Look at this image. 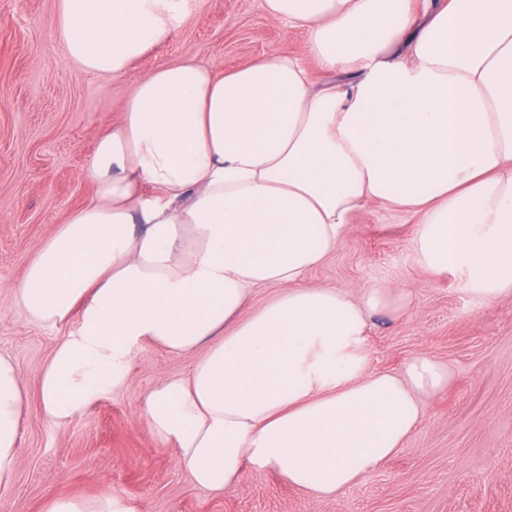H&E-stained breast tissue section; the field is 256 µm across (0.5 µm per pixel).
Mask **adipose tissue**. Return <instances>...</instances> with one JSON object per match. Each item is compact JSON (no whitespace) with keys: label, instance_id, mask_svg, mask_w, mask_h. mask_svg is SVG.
Wrapping results in <instances>:
<instances>
[{"label":"adipose tissue","instance_id":"1","mask_svg":"<svg viewBox=\"0 0 512 512\" xmlns=\"http://www.w3.org/2000/svg\"><path fill=\"white\" fill-rule=\"evenodd\" d=\"M304 29L344 85L271 52L220 73L186 57L145 75L102 132L91 202L39 243L13 301L60 337L38 383L64 422L109 392L131 347L199 352L140 414L194 484L246 465L315 501L383 464L448 384L432 357L367 370L372 312L405 288L308 284L369 203L412 209L421 267L465 292L512 294V0H263ZM187 0H57L53 34L82 70L123 76L189 21ZM408 44L411 62L394 58ZM275 289L258 308L255 289ZM23 390L0 354V486L22 439Z\"/></svg>","mask_w":512,"mask_h":512}]
</instances>
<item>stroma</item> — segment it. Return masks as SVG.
Returning <instances> with one entry per match:
<instances>
[{
    "label": "stroma",
    "mask_w": 512,
    "mask_h": 512,
    "mask_svg": "<svg viewBox=\"0 0 512 512\" xmlns=\"http://www.w3.org/2000/svg\"><path fill=\"white\" fill-rule=\"evenodd\" d=\"M192 17L119 78L72 66L54 39L56 0H0V354L26 391L15 478L0 486V512H42L51 495L109 496L112 512H512V295L491 302L453 275L420 267L410 241L419 215L369 204L309 283L356 291H412L408 309L372 314L369 369L400 370L427 353L447 364L448 386L389 461L338 497L313 502L276 471L246 466L221 493L197 488L172 446L140 420L142 396L187 375L196 354L133 347L123 380L67 422L39 410L40 375L58 337L22 318L11 290L36 246L93 198L84 166L150 71L186 54L220 72L284 52L317 83L335 81L308 52L305 31L266 17L262 0H188Z\"/></svg>",
    "instance_id": "obj_1"
}]
</instances>
